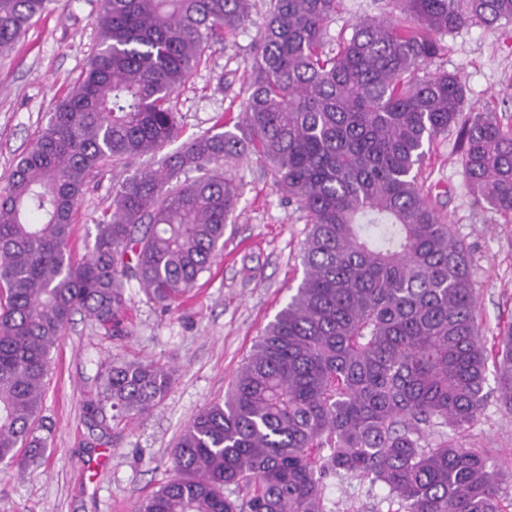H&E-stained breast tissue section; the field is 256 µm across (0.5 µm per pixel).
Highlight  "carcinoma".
<instances>
[{
  "instance_id": "carcinoma-1",
  "label": "carcinoma",
  "mask_w": 512,
  "mask_h": 512,
  "mask_svg": "<svg viewBox=\"0 0 512 512\" xmlns=\"http://www.w3.org/2000/svg\"><path fill=\"white\" fill-rule=\"evenodd\" d=\"M52 2L0 0V51ZM268 2L242 124L124 180L76 261L72 217L89 178L176 137L173 95L249 10L104 0L87 70L0 193V462L45 447L35 424L72 316L118 326L132 280L159 304L186 296L223 249L239 198L224 164L257 155L308 214L305 277L137 512H327L325 479L344 475L381 484L397 505L388 512H502L492 458L448 437L485 400L486 338L470 252L418 175L426 146L456 127L470 191L512 214V131L463 113L458 76L425 72L437 36L472 19L512 24V0H393L395 16L356 24L334 54L323 34L339 0ZM497 345L512 411L511 324ZM172 383L163 365H111L83 408L131 417Z\"/></svg>"
}]
</instances>
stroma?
<instances>
[{
	"instance_id": "obj_1",
	"label": "stroma",
	"mask_w": 512,
	"mask_h": 512,
	"mask_svg": "<svg viewBox=\"0 0 512 512\" xmlns=\"http://www.w3.org/2000/svg\"><path fill=\"white\" fill-rule=\"evenodd\" d=\"M102 0H53L12 48L0 53V188L18 158L45 129L49 116L82 77L98 44L95 18ZM267 0H250L247 18L223 42L211 45L173 102L177 137L163 155L218 122L241 123L251 65L267 22ZM390 0H340L326 23V50L350 37L356 22L386 18ZM428 72H455L465 87L464 112H490L512 130V24L470 22L441 36ZM148 158L98 170L73 216L74 259L92 246L95 226L115 188L139 174ZM241 196L224 231V250L190 295L162 309L138 283L126 288L128 311L113 334L75 315L52 353L39 436L47 441L26 469L0 468V512H136L139 501L171 475L173 449L191 419L223 401L242 364L304 276L302 250L308 217L256 157L228 163ZM419 184L446 216L473 258L479 316L487 336L512 322V217L475 203L461 165L457 129L438 135L421 167ZM167 366L174 383L150 411L123 420L88 418L82 403L97 392L108 363ZM476 421L455 439L488 450L500 473L503 512H512V412L495 381ZM330 512H387L385 492L363 478L325 481Z\"/></svg>"
}]
</instances>
